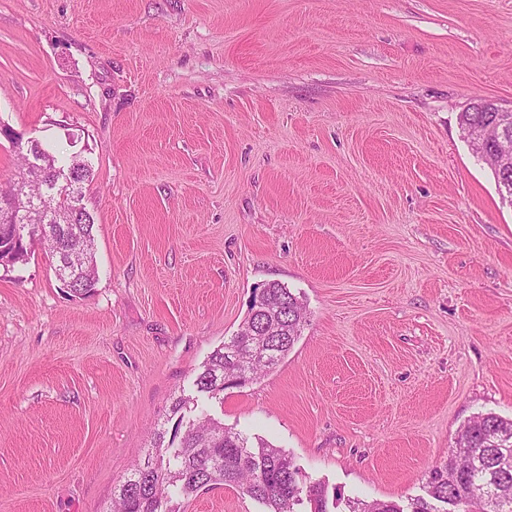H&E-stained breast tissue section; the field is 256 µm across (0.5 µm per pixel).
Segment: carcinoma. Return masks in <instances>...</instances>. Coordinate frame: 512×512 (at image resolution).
<instances>
[{
  "label": "carcinoma",
  "mask_w": 512,
  "mask_h": 512,
  "mask_svg": "<svg viewBox=\"0 0 512 512\" xmlns=\"http://www.w3.org/2000/svg\"><path fill=\"white\" fill-rule=\"evenodd\" d=\"M491 116L490 112H462L459 124L466 133ZM485 151L484 161L498 190H512V168L500 162L501 155L512 152V143L495 140ZM42 155L51 168L74 163L72 155L63 151L45 150ZM91 176L92 166L87 163L80 167L75 183L61 190L27 174L29 190L37 196L36 208L30 217L20 216L16 223L45 225L43 244L58 263L64 260L57 250L58 239L77 254L95 258L94 216L88 212L86 223H71L72 213L84 208L83 184ZM261 299L278 311L272 315L252 304L240 331L201 366L195 380L198 394L221 398L228 389L226 381L236 372H245L254 380L276 367L298 340L307 315L303 301L279 282L265 284ZM250 331L253 339L271 349L267 359L242 361L248 341L245 333ZM193 404V397L175 399L171 436L164 431L156 434L146 469L142 471L138 465L131 469L129 482L120 484L112 499L111 512H178L172 493L190 497L216 485L241 489L268 512H296L295 506L305 502L313 512H326L325 485L308 480L283 449L260 437L252 440L204 414L184 421ZM424 491L405 508L392 502L350 500L349 512H435L438 503L450 506V512H502L505 507L512 512V419L494 413L470 419L458 432L444 464L429 472Z\"/></svg>",
  "instance_id": "carcinoma-1"
}]
</instances>
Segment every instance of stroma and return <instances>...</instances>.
<instances>
[{
	"label": "stroma",
	"instance_id": "1",
	"mask_svg": "<svg viewBox=\"0 0 512 512\" xmlns=\"http://www.w3.org/2000/svg\"><path fill=\"white\" fill-rule=\"evenodd\" d=\"M512 108V0H0V123L79 136L98 282L0 267V512H106L265 283L287 357L200 398L353 499L512 418V201L458 115ZM180 512H266L220 486Z\"/></svg>",
	"mask_w": 512,
	"mask_h": 512
}]
</instances>
